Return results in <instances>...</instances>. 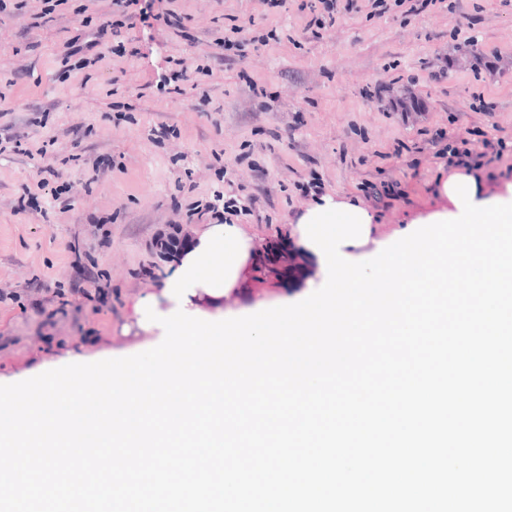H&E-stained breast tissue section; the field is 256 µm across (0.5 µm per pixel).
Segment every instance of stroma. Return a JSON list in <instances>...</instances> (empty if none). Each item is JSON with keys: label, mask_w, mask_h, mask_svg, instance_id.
Listing matches in <instances>:
<instances>
[{"label": "stroma", "mask_w": 512, "mask_h": 512, "mask_svg": "<svg viewBox=\"0 0 512 512\" xmlns=\"http://www.w3.org/2000/svg\"><path fill=\"white\" fill-rule=\"evenodd\" d=\"M308 2L0 0V382L145 351L135 306L160 298L172 265L154 240L179 222L206 231L208 216L184 224L191 207L221 196L251 209L238 220L250 269L224 300L237 311L299 302L320 282L294 224L316 200L302 191L312 180L359 204L365 183L400 182L356 249L367 260L432 210L452 172L437 129L475 156L505 140L479 188L512 179V0H432L418 14L409 0H337L324 26ZM170 10L183 30L165 23ZM48 166L59 176L43 188ZM279 245L294 279H255Z\"/></svg>", "instance_id": "stroma-1"}]
</instances>
